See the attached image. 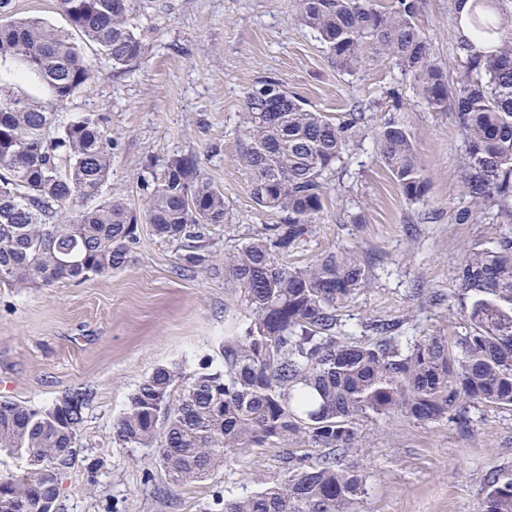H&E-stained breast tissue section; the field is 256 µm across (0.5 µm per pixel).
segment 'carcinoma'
<instances>
[{
  "instance_id": "1",
  "label": "carcinoma",
  "mask_w": 512,
  "mask_h": 512,
  "mask_svg": "<svg viewBox=\"0 0 512 512\" xmlns=\"http://www.w3.org/2000/svg\"><path fill=\"white\" fill-rule=\"evenodd\" d=\"M457 81L432 59L417 23V0H296V17L315 32L330 58L352 74L388 57L414 81L416 95L437 112H454L464 144L468 201L454 215L476 223L489 212L512 224V0H453ZM71 31L40 18L15 20L0 0V57L20 61L69 100L97 71L80 33L114 68L147 52L128 16L134 0H57ZM355 102L336 124L306 107L275 79L245 97L248 139L241 163L256 204L280 215L242 247L215 249L210 229L228 221L224 193L192 155L174 156L146 179L134 214L125 199L102 198L110 176L112 138L103 118L83 113L52 132L54 114L0 88V285L48 288L109 276L132 260L136 225H150L177 246L181 273L224 276L250 313L249 326L224 337L221 363L207 364L172 398L175 371L157 367L129 397L116 424L120 442L153 448L169 480L206 477L232 455L267 443L303 442L330 452L289 456L288 475L224 501V512H355L364 492L359 471L344 464L365 415L400 412L436 421L465 404L512 406V240L468 252L459 288L474 301L470 333L449 351L439 336L401 346L396 324L374 320L366 342L340 341L343 302L370 280L363 260L346 250L305 268L284 261L324 210L325 173L344 160L368 123ZM374 147L402 195L422 200L428 180L412 135L398 119L374 135ZM100 203L73 212V201ZM93 390L66 392L45 407L0 398V451L26 458L21 477L0 474V512H43L59 496L58 475L70 464ZM481 512H512V475L486 480Z\"/></svg>"
}]
</instances>
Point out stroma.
<instances>
[{
	"instance_id": "stroma-1",
	"label": "stroma",
	"mask_w": 512,
	"mask_h": 512,
	"mask_svg": "<svg viewBox=\"0 0 512 512\" xmlns=\"http://www.w3.org/2000/svg\"><path fill=\"white\" fill-rule=\"evenodd\" d=\"M418 21L434 60L451 76L463 66L453 53L451 0H418ZM130 23L144 35L139 64L102 66L97 80L57 104L48 87L18 61L0 58V88L48 106L56 126L94 112L112 139L107 188L139 208L146 166L162 169L192 154L224 192L228 228L217 249L242 246L277 213L259 208L251 176L240 164L247 92L262 79L290 92L333 122L354 102L367 104L370 132L333 171L324 211L289 266L347 248L373 264L371 283L344 302L337 336L367 338L373 320L397 323L403 340L440 336L450 350L470 327L472 300L455 273L466 252L497 247L512 224L455 221L466 200L464 146L452 112L419 102L412 80L385 58L348 74L295 16V0H135ZM414 136L430 188L423 201L401 194L374 150L373 133L389 117ZM131 262L109 276L18 291L0 287V397L44 407L88 385L76 456L59 476L57 512H214L217 500L259 491L283 476L284 448H252L201 481L174 485L153 449L130 448L115 436L129 396L153 369L179 373L182 388L221 359L224 337L250 316L223 279L175 272V246L138 227ZM420 422L370 415L357 425L346 461L365 480L356 512H479L490 475L512 474V407H468Z\"/></svg>"
}]
</instances>
